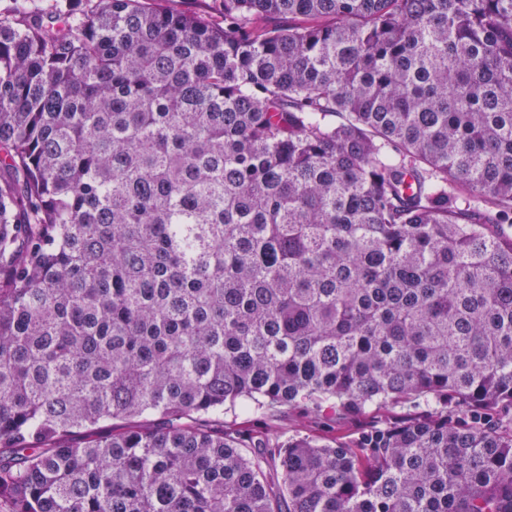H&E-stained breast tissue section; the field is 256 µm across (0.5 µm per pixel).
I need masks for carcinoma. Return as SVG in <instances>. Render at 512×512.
<instances>
[{
	"instance_id": "cac0c4a2",
	"label": "carcinoma",
	"mask_w": 512,
	"mask_h": 512,
	"mask_svg": "<svg viewBox=\"0 0 512 512\" xmlns=\"http://www.w3.org/2000/svg\"><path fill=\"white\" fill-rule=\"evenodd\" d=\"M218 9L0 11V499L512 512V0ZM225 422L244 423L249 428L255 431H274L281 435L293 434L295 431H300L301 434L321 436L331 438L332 433L328 432V428L314 419H304L297 411H291L288 415L281 417L278 420H267L257 415H253L243 411L237 407L232 411L224 414Z\"/></svg>"
}]
</instances>
